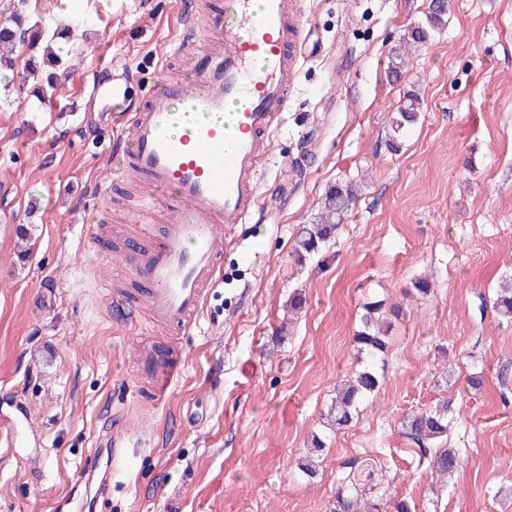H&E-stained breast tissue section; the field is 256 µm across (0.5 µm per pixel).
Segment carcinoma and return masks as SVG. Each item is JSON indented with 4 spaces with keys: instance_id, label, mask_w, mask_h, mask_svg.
<instances>
[{
    "instance_id": "1",
    "label": "carcinoma",
    "mask_w": 512,
    "mask_h": 512,
    "mask_svg": "<svg viewBox=\"0 0 512 512\" xmlns=\"http://www.w3.org/2000/svg\"><path fill=\"white\" fill-rule=\"evenodd\" d=\"M448 5L444 0H429L424 19L417 23L408 32L405 44H419L428 41L434 32L446 23ZM40 41L51 44L59 37L60 32L51 29H42L39 32ZM30 34V28L24 27L23 19L19 14L0 17V59L13 67L18 62H24V68H29L31 60L23 59V48L33 46L39 41ZM421 109V99L415 92H408L400 100L397 117L392 120L394 135L408 125L414 123ZM356 200L354 188L349 183L338 182L326 192L324 211L317 224L302 226L295 237L293 251L302 259L316 254L331 237L334 236L342 218L350 210ZM493 307L506 321L512 322V278L507 277L501 281L497 290ZM362 328L354 336L355 349L360 354L376 356L385 353L387 349L386 331L383 330L380 318L384 313L396 318L402 315L400 307H389L386 300L373 295L363 304ZM380 386L377 374L365 368L340 384L336 389V397L332 400L327 414L326 424L333 429L347 426L352 420L357 404L373 395ZM448 402L444 401L434 407L417 411L408 415L402 422L403 433L406 438L415 442L427 451L426 445L435 442L448 434L450 420L448 418ZM461 459L450 448H441L435 451L430 461L431 471L437 475L445 476L460 467ZM336 512H382L376 503L365 502L359 498L358 490L354 489L348 495H337Z\"/></svg>"
}]
</instances>
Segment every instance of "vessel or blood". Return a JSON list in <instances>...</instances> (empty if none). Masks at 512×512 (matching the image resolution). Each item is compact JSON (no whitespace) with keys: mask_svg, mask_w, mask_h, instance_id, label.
Returning <instances> with one entry per match:
<instances>
[{"mask_svg":"<svg viewBox=\"0 0 512 512\" xmlns=\"http://www.w3.org/2000/svg\"><path fill=\"white\" fill-rule=\"evenodd\" d=\"M178 21L181 36L170 55L191 59L185 80H160L134 104L130 70L94 82L91 91L109 114L113 148L149 190L141 229L161 235L157 247H129L120 259L146 285L151 321L189 330L221 279L235 227L269 202L259 174L288 110L309 34L298 0H214L204 28H196L188 6ZM136 371L137 385H149L160 402L181 377L178 367L159 365L150 354ZM38 442L25 409L16 407L0 431V452L26 449L32 464Z\"/></svg>","mask_w":512,"mask_h":512,"instance_id":"vessel-or-blood-1","label":"vessel or blood"}]
</instances>
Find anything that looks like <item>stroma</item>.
Listing matches in <instances>:
<instances>
[{
    "label": "stroma",
    "mask_w": 512,
    "mask_h": 512,
    "mask_svg": "<svg viewBox=\"0 0 512 512\" xmlns=\"http://www.w3.org/2000/svg\"><path fill=\"white\" fill-rule=\"evenodd\" d=\"M180 2L0 0L73 32L55 45L71 83L50 104L22 66L0 70V401L23 403L41 439L36 470L0 458V512H54L66 496L89 512H336L351 484L414 512H512V324L483 303L512 275V0H448L446 25L410 47L397 81L388 61L428 0H305L309 58L261 177L276 199L225 250L197 328L154 334L106 302L109 283L135 290L118 257L80 247L98 191L111 192L109 224H135L138 208L88 83L115 58L138 69L132 95L152 86ZM410 90L421 112L394 151ZM345 181L358 198L335 238L297 259L298 229ZM373 295L406 313L370 360L353 336ZM146 345L176 347L184 365L160 404L135 385ZM368 364L378 391L327 429L337 385ZM443 399L461 457L445 481L400 428ZM118 431L126 447L100 496L83 469ZM315 434L325 447L308 476ZM400 103L396 112L397 117L393 118L391 125L394 137L390 140L389 147L394 151L399 149L396 136L400 134L406 125H410L416 121L417 114L421 109V99L414 91H412V93L407 92Z\"/></svg>",
    "instance_id": "obj_1"
}]
</instances>
